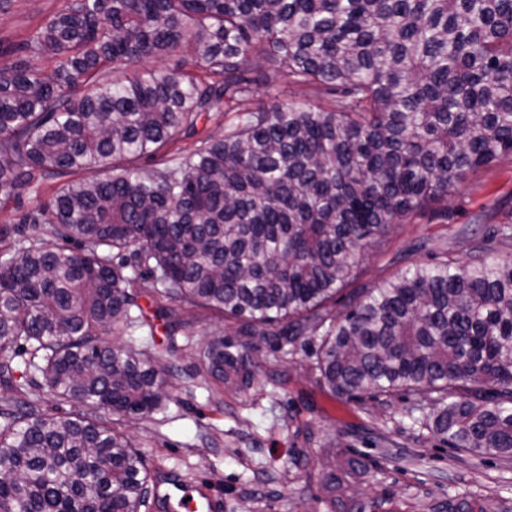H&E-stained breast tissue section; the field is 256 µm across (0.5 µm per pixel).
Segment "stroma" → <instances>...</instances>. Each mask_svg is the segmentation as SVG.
<instances>
[{
    "label": "stroma",
    "mask_w": 512,
    "mask_h": 512,
    "mask_svg": "<svg viewBox=\"0 0 512 512\" xmlns=\"http://www.w3.org/2000/svg\"><path fill=\"white\" fill-rule=\"evenodd\" d=\"M64 0H16L0 16L9 53ZM512 225V157L471 174L448 200L394 225L370 250L345 294L364 292L419 263L467 261L489 228ZM470 226L469 240L458 231ZM153 329H114L104 340L178 365L173 400L130 431L150 473L202 480L224 512H512V458L470 457L407 414L406 395L348 399L320 379V340L280 347L258 339L256 383L242 394L216 389L197 371V351L214 328L236 320L181 305L178 348L141 298Z\"/></svg>",
    "instance_id": "stroma-1"
}]
</instances>
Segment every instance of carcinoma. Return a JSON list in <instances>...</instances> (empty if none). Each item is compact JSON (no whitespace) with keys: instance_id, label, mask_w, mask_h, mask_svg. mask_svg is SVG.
<instances>
[{"instance_id":"cac0c4a2","label":"carcinoma","mask_w":512,"mask_h":512,"mask_svg":"<svg viewBox=\"0 0 512 512\" xmlns=\"http://www.w3.org/2000/svg\"><path fill=\"white\" fill-rule=\"evenodd\" d=\"M17 52L0 63V212L67 181L19 220L64 245L0 229V512L155 504L131 435L98 416L172 400V364L100 341L153 328L144 292L171 338L176 304L278 344L320 332L333 393L417 396L432 412L409 416L450 447L512 457V260L478 243L329 311L392 226L512 156V0H67ZM269 70L334 100L281 103ZM212 112L237 123L172 153ZM25 347L76 414L28 398ZM198 359L254 383L222 330Z\"/></svg>"}]
</instances>
